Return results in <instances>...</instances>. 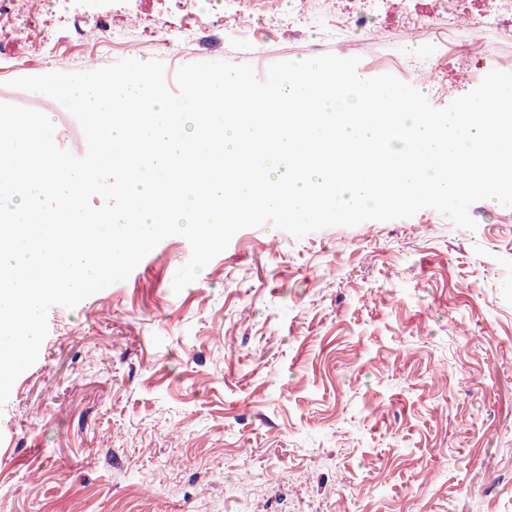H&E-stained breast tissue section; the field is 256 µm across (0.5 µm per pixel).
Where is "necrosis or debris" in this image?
<instances>
[{"instance_id":"4bbe7bcc","label":"necrosis or debris","mask_w":512,"mask_h":512,"mask_svg":"<svg viewBox=\"0 0 512 512\" xmlns=\"http://www.w3.org/2000/svg\"><path fill=\"white\" fill-rule=\"evenodd\" d=\"M128 2L88 0L85 6L65 10L51 24L47 21L43 0H0V29L15 27L22 21L29 28L39 30V37L29 42L35 57L54 47L61 32L66 33L70 47L75 50L91 42H104L113 31L112 20L116 17L142 33L140 42H124V49L131 52L141 42L164 44L176 32L182 33L188 41L202 44L210 43L215 33L214 20L197 11L196 0H180L176 16L161 17L149 24L129 7ZM294 3L299 17L320 13L357 28L366 27L374 7V0H294ZM443 21L452 26L474 25L512 37V0H432L429 11L408 10L400 18L401 26L413 34L428 24Z\"/></svg>"}]
</instances>
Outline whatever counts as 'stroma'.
<instances>
[{
    "mask_svg": "<svg viewBox=\"0 0 512 512\" xmlns=\"http://www.w3.org/2000/svg\"><path fill=\"white\" fill-rule=\"evenodd\" d=\"M225 0H197L221 37L141 52L167 83L195 62L358 58L449 105L429 54L481 37L476 88L512 39L440 23L408 37L306 22L292 0L252 16L256 53ZM17 28L0 103L41 110L16 77L77 72L79 54L34 59ZM475 229L435 209L295 238L240 230L173 292L191 248L162 240L127 279L51 306L36 362L0 408V512H512V207L480 200Z\"/></svg>",
    "mask_w": 512,
    "mask_h": 512,
    "instance_id": "stroma-1",
    "label": "stroma"
}]
</instances>
